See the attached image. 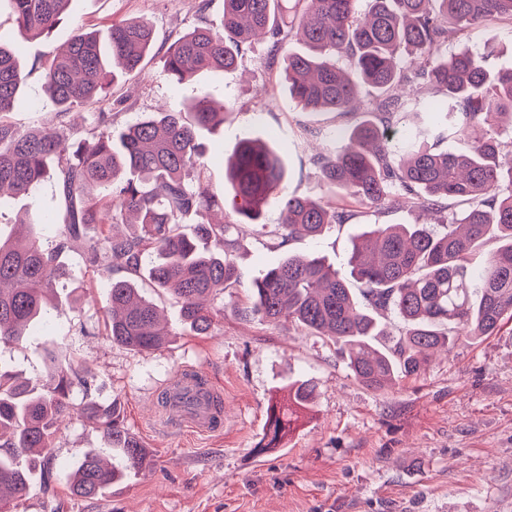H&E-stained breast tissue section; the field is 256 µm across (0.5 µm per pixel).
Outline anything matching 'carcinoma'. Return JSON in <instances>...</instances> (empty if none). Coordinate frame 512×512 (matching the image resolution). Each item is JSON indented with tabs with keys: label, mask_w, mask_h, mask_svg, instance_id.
Instances as JSON below:
<instances>
[{
	"label": "carcinoma",
	"mask_w": 512,
	"mask_h": 512,
	"mask_svg": "<svg viewBox=\"0 0 512 512\" xmlns=\"http://www.w3.org/2000/svg\"><path fill=\"white\" fill-rule=\"evenodd\" d=\"M20 33L37 36L54 28L70 0H6ZM224 0L220 28L197 27L176 39L162 57L177 81L199 72L235 69L240 53L271 39L285 51L288 97L314 113L362 111L370 119L348 130L317 127L313 136L329 143L313 159L333 196L368 209H390L403 198L441 216L438 224H375L352 240L351 280L319 256L287 255L257 277L243 303L224 308L243 320L301 327L336 344L354 378L382 391L402 377H418L432 352L451 351L462 339L497 335L512 322V138L496 129L512 127V68L490 71L484 57L467 48H444L476 29L487 43L495 22L512 25V0ZM306 52H288L281 37ZM144 20L114 22L101 35L77 29L67 48L44 67L45 87L57 126L21 130L2 120L20 101L26 80L14 53L0 46V207L6 199L33 198L53 179L69 219L37 231L0 238V342H20L54 308L56 282L65 276L61 255L83 240L87 224L99 225L85 241L92 266L127 277L109 283L106 336L135 352L163 347L178 335L161 319L135 282L149 281L179 305L178 322L206 336L216 310L210 300L239 281L231 259L229 225L203 213L230 208L241 224H258L271 200H279L283 247L295 237L315 239L351 213L324 199L286 194L287 161L270 140L244 137L225 162L228 192L219 197L206 184L207 148L201 129L224 123V106L195 100L141 116L118 135L106 112L76 140L66 133L78 107L109 104L107 89L120 75L139 72L154 48ZM377 96L363 104L359 86ZM423 113L392 143L393 118ZM449 136L470 142L464 153L433 148ZM202 220L194 232L180 219ZM124 224L129 233L112 234ZM484 262L474 255L490 241ZM403 324L393 345L381 315ZM87 370L52 351L35 383L0 365V512H15L35 474L52 479V440L61 418L71 413L99 430L109 451L124 462L114 468L88 452L71 482L74 495L94 498L112 482L150 469L145 449L129 434L117 404L85 400ZM287 396L272 403L256 446L263 454L284 447L316 397L312 381L285 385Z\"/></svg>",
	"instance_id": "obj_1"
}]
</instances>
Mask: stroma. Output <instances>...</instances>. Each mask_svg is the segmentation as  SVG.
Listing matches in <instances>:
<instances>
[{"label":"stroma","mask_w":512,"mask_h":512,"mask_svg":"<svg viewBox=\"0 0 512 512\" xmlns=\"http://www.w3.org/2000/svg\"><path fill=\"white\" fill-rule=\"evenodd\" d=\"M224 0H71L49 33L20 37L9 6L0 7V44L14 48L27 74L21 101L6 119L28 129L51 125L55 107L45 91L41 64L70 40L76 26L107 31L121 20H147L155 30L154 54L143 70L123 77L129 100L112 107V127L188 100L222 98L223 126L203 133L219 162L206 180L225 189V158L241 138L274 139L288 159L285 189L325 193L311 162L315 127L350 128L357 114H314L288 97L282 56L260 42L245 50L236 70L179 82L163 70L161 56L179 35L202 22L219 23ZM61 224L65 207L53 182L35 200L7 202L0 223ZM412 205L374 213L357 209L344 225L318 239L298 238L277 249L281 208L271 204L263 225L236 224L233 259L240 273L230 290L244 298L252 280L284 252L326 257L348 276L352 236L370 224L423 222ZM66 276L57 307L38 332L19 343H0V362L37 378L43 348L74 355L94 380V397L116 402L128 432L152 460L148 472L128 475L94 499L74 496L69 477L76 463L105 441L75 417L63 418L53 442L51 491L33 481L17 512H512V323L498 335L464 340L452 352L434 353L426 372L377 392L357 382L327 338L288 326L218 314L209 335L182 333L160 349L134 353L112 344L104 331L110 274L89 266L81 249L64 253ZM209 383L224 411V428L199 434L180 427L162 401V389L181 369ZM317 386L284 448L259 455L268 406L288 380Z\"/></svg>","instance_id":"1"}]
</instances>
